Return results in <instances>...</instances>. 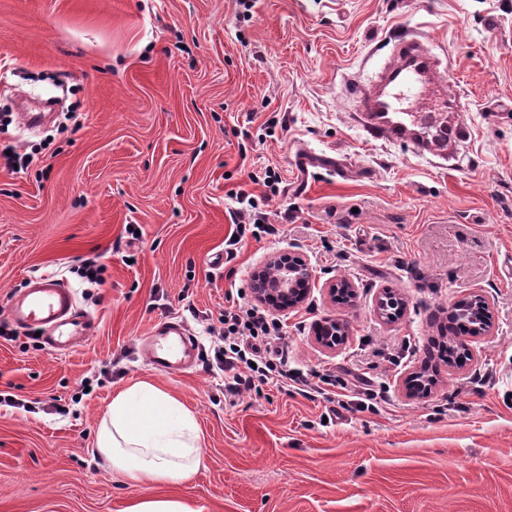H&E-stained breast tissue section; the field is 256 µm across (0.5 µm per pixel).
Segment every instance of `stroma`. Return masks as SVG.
Returning a JSON list of instances; mask_svg holds the SVG:
<instances>
[{
	"instance_id": "obj_1",
	"label": "stroma",
	"mask_w": 512,
	"mask_h": 512,
	"mask_svg": "<svg viewBox=\"0 0 512 512\" xmlns=\"http://www.w3.org/2000/svg\"><path fill=\"white\" fill-rule=\"evenodd\" d=\"M408 32L451 65L470 131L450 158L377 138L349 90ZM67 92V114L10 127L0 148V321L31 279L65 283L95 323L53 353L33 331L0 337V512H126L144 498L190 512H512V0H0V83ZM279 171L274 233L225 243L237 191ZM313 271L281 313L292 367L373 381L375 408L262 384L232 397L218 368L162 376L140 354L151 327L210 335L230 294L282 255ZM98 258L101 284L82 279ZM356 288L332 301L330 283ZM400 295L382 319L384 291ZM489 335L451 367L434 339L471 292ZM346 323L335 350L318 324ZM438 370L423 399L401 379ZM159 386L196 417L203 462L187 483L131 486L95 456L113 393Z\"/></svg>"
}]
</instances>
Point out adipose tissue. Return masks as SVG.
<instances>
[{
    "mask_svg": "<svg viewBox=\"0 0 512 512\" xmlns=\"http://www.w3.org/2000/svg\"><path fill=\"white\" fill-rule=\"evenodd\" d=\"M94 447L113 476L131 485L190 480L202 463L196 417L148 382L118 389L100 419Z\"/></svg>",
    "mask_w": 512,
    "mask_h": 512,
    "instance_id": "ef3b65f1",
    "label": "adipose tissue"
}]
</instances>
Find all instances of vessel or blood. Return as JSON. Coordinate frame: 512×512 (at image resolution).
I'll return each instance as SVG.
<instances>
[{
  "label": "vessel or blood",
  "mask_w": 512,
  "mask_h": 512,
  "mask_svg": "<svg viewBox=\"0 0 512 512\" xmlns=\"http://www.w3.org/2000/svg\"><path fill=\"white\" fill-rule=\"evenodd\" d=\"M449 81L440 60L420 40L399 36L376 81L355 86L352 96L371 134L408 140L428 151L443 150L467 135L461 124L439 120L432 106V93L445 91ZM9 317L19 328L39 330L53 349L70 347L94 330L77 309L71 289L46 277L31 280L28 288L12 297ZM143 346L162 375L202 363L201 346L177 320L154 327Z\"/></svg>",
  "instance_id": "1"
}]
</instances>
